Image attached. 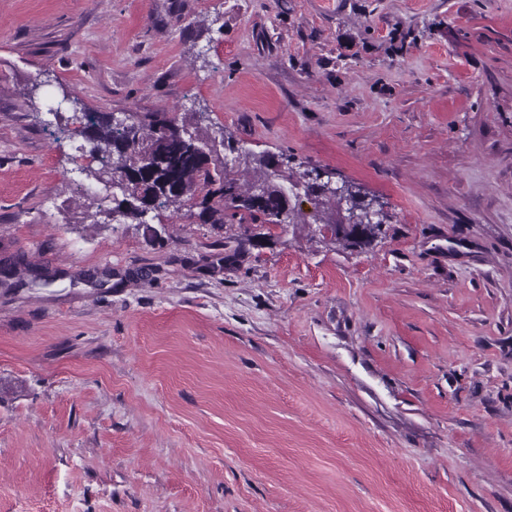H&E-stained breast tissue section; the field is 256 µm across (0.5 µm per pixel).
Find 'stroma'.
Returning a JSON list of instances; mask_svg holds the SVG:
<instances>
[{
	"instance_id": "obj_1",
	"label": "stroma",
	"mask_w": 512,
	"mask_h": 512,
	"mask_svg": "<svg viewBox=\"0 0 512 512\" xmlns=\"http://www.w3.org/2000/svg\"><path fill=\"white\" fill-rule=\"evenodd\" d=\"M87 112L387 219L113 217ZM4 266L0 512H512V0H0ZM332 178V177H331ZM329 179L328 187L332 188L333 191H328L325 188H317L315 186H310V195H314L316 198L314 199L316 201V212L312 216L314 223H321L327 226H323L321 228V232L324 234H331V230L328 226H331L334 228L333 236L336 240H343L349 243L350 245L355 246H362L370 242V239L375 236L376 232L380 230L381 224H377L378 219L383 220L386 219V215L382 214L372 206L366 215L361 216L360 218L356 219V222L352 221V226L357 227H364L366 224H371L369 227L364 229V234L357 238L352 235V231H347L344 227V214H342V209H354V206L356 205L355 199L350 195L348 192V186L344 184L343 182H338L336 184V187H332V180ZM336 196L338 200L340 201L341 208L338 204V201L336 203ZM330 206L334 208H330V213L327 211L329 208L327 207V210H323V213H321V210H318L320 207ZM321 213V214H320ZM330 214L331 217H328L325 219L324 215Z\"/></svg>"
}]
</instances>
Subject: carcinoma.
I'll list each match as a JSON object with an SVG mask.
<instances>
[{
  "label": "carcinoma",
  "instance_id": "cac0c4a2",
  "mask_svg": "<svg viewBox=\"0 0 512 512\" xmlns=\"http://www.w3.org/2000/svg\"><path fill=\"white\" fill-rule=\"evenodd\" d=\"M90 139L98 156L100 168L90 170L87 177L99 182H112L124 176L134 181L123 198L114 199L112 213L124 219H139L133 207L136 183H142L152 192L154 209L174 207L179 211L185 202L199 197V219L209 224H223L226 217L238 219L240 224H303L300 210L288 205V191L296 177L271 170L275 161L271 155L244 160L246 172L264 187V200L257 204L252 198L254 182L239 184L229 177L225 166L211 165L196 154L202 139L188 132L177 118L164 113H151L143 118L130 115L122 124H112L103 116H92ZM316 207H332L330 217L320 212L313 215L314 223L334 228L333 236L350 245L362 246L370 242L380 230L372 224L357 238L343 227L344 214L336 203V194L324 188L310 187Z\"/></svg>",
  "mask_w": 512,
  "mask_h": 512
}]
</instances>
